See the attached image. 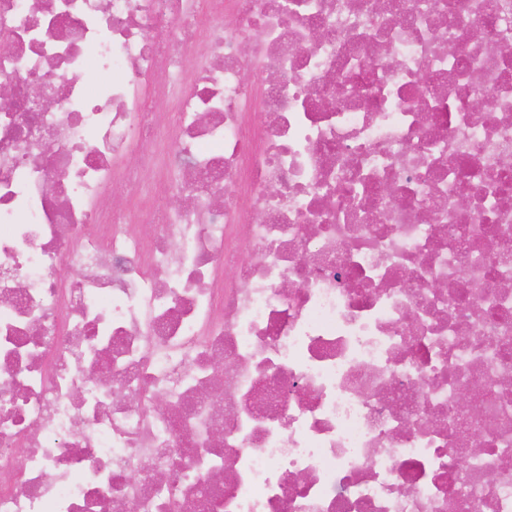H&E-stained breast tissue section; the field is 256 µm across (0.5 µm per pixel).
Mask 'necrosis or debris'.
Returning <instances> with one entry per match:
<instances>
[{
    "label": "necrosis or debris",
    "instance_id": "1",
    "mask_svg": "<svg viewBox=\"0 0 512 512\" xmlns=\"http://www.w3.org/2000/svg\"><path fill=\"white\" fill-rule=\"evenodd\" d=\"M420 2L0 0V512H512V0Z\"/></svg>",
    "mask_w": 512,
    "mask_h": 512
}]
</instances>
